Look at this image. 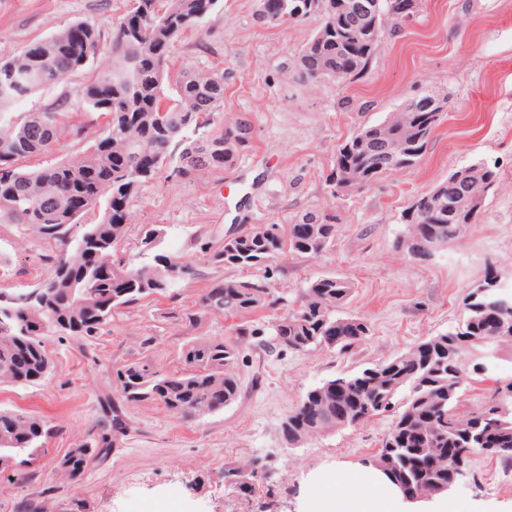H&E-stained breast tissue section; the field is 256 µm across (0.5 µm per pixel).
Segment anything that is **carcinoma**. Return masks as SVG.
Returning <instances> with one entry per match:
<instances>
[{
	"instance_id": "cac0c4a2",
	"label": "carcinoma",
	"mask_w": 512,
	"mask_h": 512,
	"mask_svg": "<svg viewBox=\"0 0 512 512\" xmlns=\"http://www.w3.org/2000/svg\"><path fill=\"white\" fill-rule=\"evenodd\" d=\"M112 29L111 57L78 91L76 106L89 117L104 116V130L75 160L30 169L24 162L56 148L60 140L63 99L55 107L31 112L17 123L0 125V224H18L46 253L50 274L39 286L0 303V384L37 385L46 380L50 335L85 337L107 325L113 313L143 298L163 295L196 272L193 264L159 249L163 231L150 228L139 239L137 263L122 243L140 190L168 168L177 180L218 174L250 147L251 125L224 112V73L182 70L171 73L178 37L199 22L219 0H133ZM402 0H378L376 23L357 18L338 25L336 0H258L255 18L273 27L317 20L291 70L313 91L321 77L340 74L344 81L362 74L382 46L386 28L396 29ZM363 54L352 62L344 54L349 40ZM101 41L98 29L73 23L27 48L17 59H0V111L40 88L83 68ZM439 112H412L398 123H379L351 135L339 148L328 183L334 188L349 170L358 175L353 189L363 190L381 176L416 165L427 150ZM480 173L489 187L495 173L479 166L454 170L431 190L426 208H407L398 252L411 259L426 247L459 240L470 224L480 223L484 202L471 201L466 172ZM98 213L96 222L72 228L80 218ZM337 216L309 211L288 225L237 233L206 257L227 268L267 267L280 255L315 257L336 237ZM497 274L488 271L466 297L464 317L453 330L419 342L409 351L357 373L338 376L306 392L280 425L288 448L322 433L354 427L386 411L393 412L382 448L373 464L397 485L447 487L468 476L470 453L479 435L505 433L504 448L491 455L512 467V381L490 389L484 401L460 408L464 389L478 377L489 352L512 344V306L503 307L492 288ZM351 283L322 275L308 283L296 305L271 324L267 351L313 347L348 350L369 335L368 324L339 314ZM268 277L226 278L201 295L203 313L241 315L273 304ZM254 331L242 328L234 341L200 339L184 352L185 369L164 373L147 360L113 371L117 391L106 401L109 428L91 442L69 449L58 470L68 479L85 471L92 454L106 452L125 433L126 407L156 402L169 413L190 419L215 413L240 395L235 364L239 343ZM51 430L41 418L0 411V463L46 447Z\"/></svg>"
}]
</instances>
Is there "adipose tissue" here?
<instances>
[{"label": "adipose tissue", "mask_w": 512, "mask_h": 512, "mask_svg": "<svg viewBox=\"0 0 512 512\" xmlns=\"http://www.w3.org/2000/svg\"><path fill=\"white\" fill-rule=\"evenodd\" d=\"M296 499L297 512H454L446 494L412 499L370 463L319 471Z\"/></svg>", "instance_id": "1"}]
</instances>
